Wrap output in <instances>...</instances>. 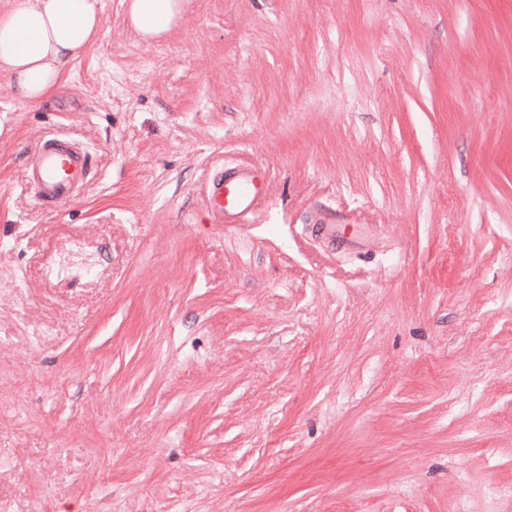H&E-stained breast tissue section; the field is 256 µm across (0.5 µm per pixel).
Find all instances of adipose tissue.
Returning <instances> with one entry per match:
<instances>
[{
  "label": "adipose tissue",
  "instance_id": "obj_1",
  "mask_svg": "<svg viewBox=\"0 0 512 512\" xmlns=\"http://www.w3.org/2000/svg\"><path fill=\"white\" fill-rule=\"evenodd\" d=\"M129 27L144 41L176 28L186 0H123ZM103 0H9L0 11V73L16 100L36 106L61 83L103 26Z\"/></svg>",
  "mask_w": 512,
  "mask_h": 512
}]
</instances>
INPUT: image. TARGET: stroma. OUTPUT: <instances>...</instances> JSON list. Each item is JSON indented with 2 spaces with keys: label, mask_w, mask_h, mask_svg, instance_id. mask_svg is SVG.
Returning <instances> with one entry per match:
<instances>
[{
  "label": "stroma",
  "mask_w": 512,
  "mask_h": 512,
  "mask_svg": "<svg viewBox=\"0 0 512 512\" xmlns=\"http://www.w3.org/2000/svg\"><path fill=\"white\" fill-rule=\"evenodd\" d=\"M104 4L39 107L0 76V512H512V0ZM129 27L144 41L167 36L183 18L186 0H124ZM92 171V156L84 145L48 132L38 139L24 177L35 201L54 207L74 200ZM266 173L260 168L235 170L213 183L206 197L207 207L218 218L236 219L253 210L267 194Z\"/></svg>",
  "instance_id": "1"
}]
</instances>
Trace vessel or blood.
<instances>
[{
    "mask_svg": "<svg viewBox=\"0 0 512 512\" xmlns=\"http://www.w3.org/2000/svg\"><path fill=\"white\" fill-rule=\"evenodd\" d=\"M92 171V156L84 145L48 132L36 143L25 180L38 204L54 207L74 200ZM267 187L262 169L235 170L213 183L206 204L218 219L233 220L264 200Z\"/></svg>",
    "mask_w": 512,
    "mask_h": 512,
    "instance_id": "b4317fda",
    "label": "vessel or blood"
}]
</instances>
